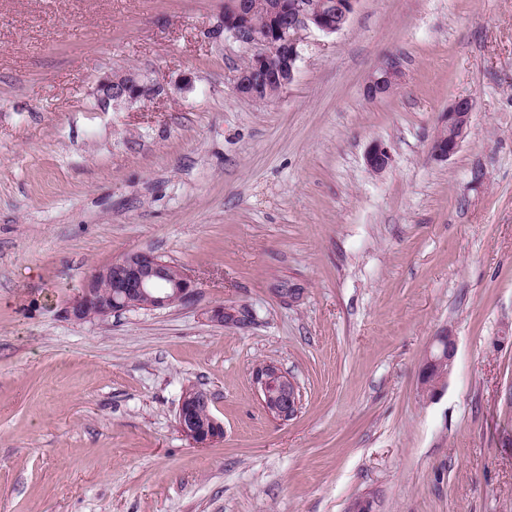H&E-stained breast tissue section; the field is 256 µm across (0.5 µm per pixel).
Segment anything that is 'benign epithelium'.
<instances>
[{"label":"benign epithelium","instance_id":"benign-epithelium-1","mask_svg":"<svg viewBox=\"0 0 512 512\" xmlns=\"http://www.w3.org/2000/svg\"><path fill=\"white\" fill-rule=\"evenodd\" d=\"M355 0H344L334 7L312 9L304 0H250L238 5L224 24V33L246 44H257L252 56L255 66L268 67L283 54H288V71L285 84L295 78L300 59L302 32L310 29L325 34H336L347 24L354 10ZM259 14L269 21L290 15L288 32L281 39L253 32L246 20ZM403 69L399 59H384L368 76L364 95L380 99L390 95L401 82ZM234 87L239 96L255 103L266 98L252 91L251 75L239 71L234 76ZM97 97L103 107L132 103L153 93L135 72H114L102 77L97 84ZM474 104L470 98H459L443 114L441 126L435 137L431 155L436 160H446L457 152L464 139ZM365 164L374 172L384 171L392 156L387 146L373 143L365 153ZM197 283L183 270L172 276L168 263L148 252H133L92 272L82 289L72 298L67 315L75 321L92 317L105 320L110 316L131 310H166L178 306L196 291ZM456 354L454 336L442 331L434 337L427 351L420 373V392L423 398L433 400L443 390L453 367ZM253 386L266 413L280 421H288L297 415L301 406L299 386L275 363L257 365L251 374ZM211 398L206 393L189 389L181 396L177 409V424L181 433L198 447H207L224 436V429L215 426L216 419L206 424L202 413L209 412Z\"/></svg>","mask_w":512,"mask_h":512}]
</instances>
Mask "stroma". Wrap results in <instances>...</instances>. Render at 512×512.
<instances>
[{"label": "stroma", "mask_w": 512, "mask_h": 512, "mask_svg": "<svg viewBox=\"0 0 512 512\" xmlns=\"http://www.w3.org/2000/svg\"><path fill=\"white\" fill-rule=\"evenodd\" d=\"M223 18L224 0H0V512H512V0H357L260 104L234 90L254 49ZM390 55L400 85L367 99ZM128 70L154 95L100 106ZM463 97L467 135L435 161ZM131 252L179 265L192 299L68 318ZM219 304L236 321L211 323ZM263 361L301 390L288 421L251 383ZM189 385L224 426L206 448L177 425ZM474 104L472 98L455 100L444 112L441 126L435 137L431 155L436 160H447L457 152L464 139ZM364 160L370 171L380 173L390 165L392 156L387 146L374 142L366 151ZM456 342L450 331H441L427 351L420 373V392L423 398L433 400L443 390L453 367Z\"/></svg>", "instance_id": "stroma-1"}]
</instances>
